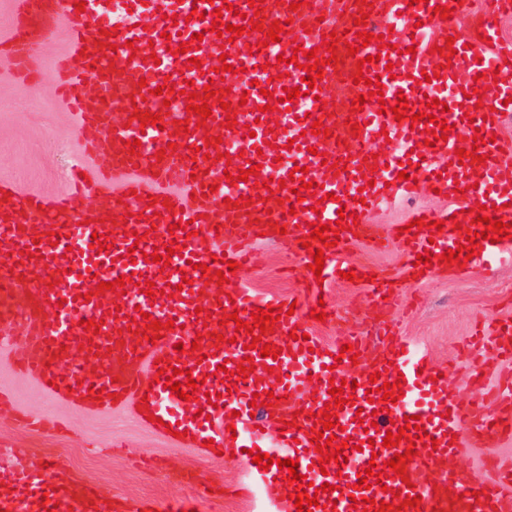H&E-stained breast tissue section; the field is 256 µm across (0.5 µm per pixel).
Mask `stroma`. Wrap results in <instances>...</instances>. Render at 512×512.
I'll return each instance as SVG.
<instances>
[{
	"label": "stroma",
	"mask_w": 512,
	"mask_h": 512,
	"mask_svg": "<svg viewBox=\"0 0 512 512\" xmlns=\"http://www.w3.org/2000/svg\"><path fill=\"white\" fill-rule=\"evenodd\" d=\"M66 47L62 34L43 44V74L34 88L0 66V186L15 189L21 197L64 190L57 173L80 155L76 118L59 99L51 73ZM452 206V201L424 191L413 200L373 210L368 221L390 231L405 223L415 208L441 213ZM256 246L264 261L242 271V279L261 295L302 297L292 272L303 267L304 257H284L276 245L263 240ZM342 259L368 271L389 272L398 285L400 304L384 317L374 313L364 282L325 285L321 291L335 319L308 320L310 332L328 345L338 324L373 332L392 322L404 340L426 351L432 364L447 365L448 383L457 398L469 396L471 360L464 348L477 319H512V259L492 265L472 262L455 272L432 273L420 282L404 277L402 253L396 246L376 253L355 242L343 251ZM9 355V350H0V391L15 395L26 413L47 426L64 421L66 430L59 435L33 431L0 412V460L39 468L64 459L71 474L88 487L130 504L181 498L196 501L199 512H273L262 481L239 458L211 459L203 449L142 424L126 406L106 414L53 399L12 368ZM242 484L250 486V496H231V489Z\"/></svg>",
	"instance_id": "stroma-1"
}]
</instances>
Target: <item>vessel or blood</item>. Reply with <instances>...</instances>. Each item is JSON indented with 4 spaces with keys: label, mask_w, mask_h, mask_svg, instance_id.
<instances>
[{
    "label": "vessel or blood",
    "mask_w": 512,
    "mask_h": 512,
    "mask_svg": "<svg viewBox=\"0 0 512 512\" xmlns=\"http://www.w3.org/2000/svg\"><path fill=\"white\" fill-rule=\"evenodd\" d=\"M74 0H16L6 39L0 52L11 71L36 82L37 74L25 66V57L36 54L34 44L21 37L32 22H39L46 36L66 29L68 47L58 62L62 96L75 112L81 149L97 175L88 185L82 175H74L68 187L53 197L31 194L17 199L16 211L0 215V322L10 323V312L25 313L22 342L12 349L10 363L32 379L53 398L77 397L82 407L110 412L117 403L148 394L151 411L162 422L180 425L194 436L208 454L235 447L259 448L274 458L295 459L299 474L314 485L331 484L330 492L319 494L313 512H353L352 501L368 498L388 503L396 497L418 495L417 507L406 512H512V470L498 467L487 457L486 476L469 470L451 469L438 480L425 476L428 465L440 457L476 447L493 440L512 438V368L506 373V391L497 395L488 390L482 371L483 354L491 353L512 365V322L497 320L476 329L473 340L470 384L476 394L459 401L448 389L447 377L430 365L425 351L400 337L385 339L379 350L369 349L357 332L345 329L332 346L316 337L306 343L289 333L303 323L306 312L295 307L292 315L281 316L267 326L263 342L279 346L278 358L262 357L251 348V334L240 332L224 315L237 313L239 320L251 322L256 308L280 306L281 297L259 296L229 273L227 284L205 278L200 267L220 269L217 255L248 267L258 263L255 247L259 234L271 235L284 251L300 250L310 232V224L334 225L339 213L358 216L356 231H342L338 244L324 250L326 260L321 276L305 271L309 287L318 281L339 280L349 264L339 254L354 238H362L373 249L388 248L392 240L368 224L370 211L392 200L412 196L422 185L453 194L463 188L467 208L463 225H470L472 210L486 205L497 207L502 223L512 222V141L502 139L504 111L512 112V41L499 34L497 22L512 12V0H497L494 10L477 13L476 35L461 38L453 20L441 19L436 6L457 9L458 0H309L291 9V0H279L276 9L254 14L247 0H123L118 33L112 44H100L105 23L100 14L105 0H85L84 12H77ZM261 23V31L242 33L230 41L217 37L210 26L214 19L223 24L244 26L246 15ZM321 16V23L305 30L308 17ZM366 16L367 32L383 35L385 48L363 44L352 35L354 19ZM290 22L289 31L280 32L271 43L265 32L271 22ZM338 33L341 43L335 66H328V51L322 50L324 35ZM202 34L199 49L178 53L180 44L192 34ZM454 37L452 60L433 53ZM137 40L130 50L128 40ZM316 50L317 61L325 65L323 77L315 85L305 83V70L288 62L295 46ZM359 49L350 55L349 46ZM199 58L201 68H189L188 58ZM239 68L237 79H216L219 62ZM363 72L365 83L352 76ZM431 82L420 81V74ZM192 81V90L204 93L206 85L227 90L229 110L217 99H209L213 117L205 129H198L196 114L186 111L187 99H173L164 105L162 96L131 102V89L139 81L166 86L171 78ZM380 80L384 98L369 99L368 81ZM300 89L297 104L285 105L286 89ZM483 92L482 108H474L468 93ZM410 104L430 107L433 117L445 116L452 131L447 139L425 146L433 129L431 120L411 124L396 121L391 113L398 94ZM366 96L363 110L353 111L356 95ZM160 114L157 125H141L140 113ZM116 112L129 114L128 126L114 124ZM235 114V126H227V114ZM188 120L190 133L179 132V120ZM321 121L324 134L312 135L314 121ZM361 123L360 133H352L351 123ZM224 133L234 146H210L206 135ZM487 143L475 146L474 134ZM140 140L137 152H130V140ZM204 148L210 158L206 166L184 162L188 147ZM477 149L485 162L459 160L458 149ZM229 160H222V153ZM345 167H338V159ZM410 163L407 179H399L402 163ZM260 166L258 182L238 180L239 171ZM375 185H368L367 174ZM269 189H262V181ZM120 191H113V184ZM304 185L303 195L293 192ZM97 191L107 209L130 213L129 223L99 222L87 217L85 200ZM275 195V208L264 199ZM155 197L148 206L147 197ZM423 228L402 233L405 241L406 274H415L418 254L429 253L439 261L443 252L464 243L465 233L455 231L453 219H446L442 231L430 233L431 212L419 214ZM190 222V231L179 225ZM285 226V234L273 233V225ZM108 234L110 249L91 247L92 233ZM174 248L167 267L145 261L146 253L160 246ZM140 254L129 258V247ZM512 255V239L497 243L483 241L476 260L492 264ZM154 282L156 297L139 295L138 308L129 296L98 291L99 282L115 281L130 274ZM390 279L381 274L370 285V296L379 309L390 308L396 297ZM151 314L173 327L156 341H147L144 322L137 312ZM103 320L99 334L79 329V320ZM200 335L197 350L177 352L186 333ZM223 342H216V335ZM352 345L364 366L362 372L349 369L350 358L340 355L342 346ZM98 358L101 367L88 375L76 365V353ZM252 357L255 371L250 378L236 372L244 357ZM150 371L175 366L178 382L198 381L197 398L180 399L163 383L144 389L141 366ZM380 373L382 380L394 382L404 377L403 397L383 401L381 393H370L369 376ZM354 381L358 387L350 404L339 413L341 440L347 442L349 457H357L358 468L347 460L319 467L312 431L320 427L321 413L331 402V381ZM274 392L273 406L264 408L263 418L251 415L254 394ZM420 418L427 435L417 456L407 464L410 486L401 479L362 489L357 471L367 468L370 458L384 462L404 453L405 444L391 448L384 438L391 427H403L408 416ZM112 498L87 494L73 482L63 461L52 472L0 466V512H110Z\"/></svg>",
    "instance_id": "vessel-or-blood-1"
}]
</instances>
